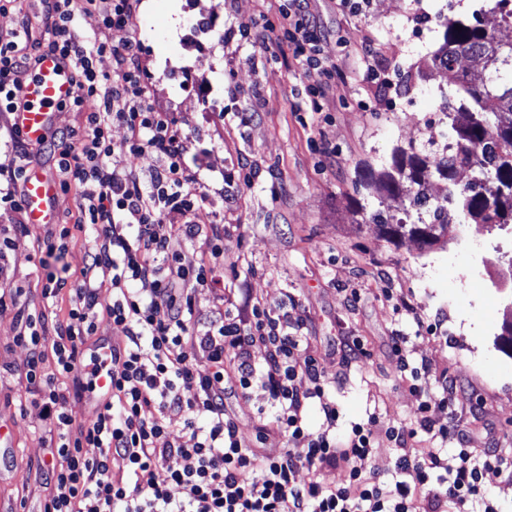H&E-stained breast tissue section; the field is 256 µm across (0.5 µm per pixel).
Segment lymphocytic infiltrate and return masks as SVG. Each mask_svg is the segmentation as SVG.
<instances>
[{
	"mask_svg": "<svg viewBox=\"0 0 512 512\" xmlns=\"http://www.w3.org/2000/svg\"><path fill=\"white\" fill-rule=\"evenodd\" d=\"M301 0H284L282 23L258 19L248 39L265 47H289L305 62L308 96L319 112L342 74L319 56L323 41L314 17ZM138 0H42L41 38L31 35L28 16L0 32V112L13 111L17 94L41 52L60 51L71 70L77 95L73 111L85 124L65 137L58 161L61 190L77 188L80 222L89 237L80 276L50 271L41 289L43 305L26 312L16 302L19 289L0 294V313L15 311L16 343L29 357L17 374L25 380L26 403L39 410L49 460L36 477L49 489L44 512H498L483 489L486 470L512 478V457L469 447L456 418L436 426L434 412L455 404L456 387L423 400L414 423L389 426L388 437L402 449L398 471H413L414 483L387 482L362 469L376 449V418L336 432L339 411L326 392L316 358H299L301 336L291 332L287 310L253 307L242 315L219 310L201 319L195 308L200 288H220L213 275L224 264L221 224L195 223L207 194L186 161L189 133L172 113L154 107L148 96L142 48L128 32ZM97 13V32L83 33L82 13ZM113 31L124 40H110ZM112 58L111 73L97 67ZM125 126L123 142L113 125ZM120 164H111L114 156ZM155 160L149 172L137 161ZM24 166L9 168V191L0 202L18 216L11 236L0 237V279H6L12 235L29 231L22 218ZM112 285V301L102 304L100 286ZM68 291L66 318L54 317L55 301ZM122 327L124 337L109 349L112 391L92 419L80 417L76 401L91 394L88 368L97 356L83 350L99 315ZM263 359H255L256 347ZM55 372H45L46 353ZM237 362L241 390L261 385L266 414L285 439L281 448H262L246 439L224 405V358ZM318 399L320 432H309L303 417L308 400ZM182 418L172 435V415ZM452 440L454 454L413 448L418 431ZM339 480L325 479L328 471ZM446 478L435 481L436 472ZM307 480H299V473Z\"/></svg>",
	"mask_w": 512,
	"mask_h": 512,
	"instance_id": "lymphocytic-infiltrate-1",
	"label": "lymphocytic infiltrate"
}]
</instances>
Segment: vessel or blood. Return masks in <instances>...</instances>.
I'll return each instance as SVG.
<instances>
[{
    "label": "vessel or blood",
    "mask_w": 512,
    "mask_h": 512,
    "mask_svg": "<svg viewBox=\"0 0 512 512\" xmlns=\"http://www.w3.org/2000/svg\"><path fill=\"white\" fill-rule=\"evenodd\" d=\"M75 96L71 71L61 54L42 52L34 74L23 83L17 98L14 123L22 137L32 144L41 143L55 112L69 106ZM59 191L57 180L44 168L34 167L26 172L22 200L28 223H57Z\"/></svg>",
    "instance_id": "1"
}]
</instances>
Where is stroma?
Segmentation results:
<instances>
[{
	"label": "stroma",
	"instance_id": "35a3bbf8",
	"mask_svg": "<svg viewBox=\"0 0 512 512\" xmlns=\"http://www.w3.org/2000/svg\"><path fill=\"white\" fill-rule=\"evenodd\" d=\"M484 0H369L352 16L336 0H311L329 36L321 57L344 72L328 103L326 120L308 112L305 66L291 53L274 52L242 39L258 18L281 23V0H153L138 11L134 34L142 47L151 100L175 113L192 136L189 153L201 156L200 178L208 201L196 216L200 224H223L224 286L246 289L254 303L278 308L298 301L304 313L300 357H315L340 412L337 433L377 417L382 430L376 449L363 463L382 479L413 482L398 474V450L384 428L413 422L421 393L437 395L443 379L457 385L456 408L471 431L470 445L484 447L494 437L501 454L512 456V356L497 344L512 320V272L500 251L512 249L504 232L470 224L465 236L444 238L430 247L405 238L388 241L354 210L389 209L403 217L406 199L392 200L364 186L367 170L390 163L394 147H428L448 132L442 111L449 90L446 73L431 68L439 46V23L468 16ZM217 16L223 38L201 50L194 78L223 77L220 112L205 111L195 95L180 90L179 40L183 24ZM374 39L378 65L390 86L378 97L364 79L357 50L363 37ZM234 76H227V69ZM251 109L256 121L240 125L236 114ZM321 122L336 158L322 163L311 144L313 122ZM256 167L252 185L238 176L243 164ZM14 215L0 203V234H11ZM46 227L34 224L26 236H12L8 276L24 287L19 307H41L39 241ZM497 287H488L489 279ZM432 332L418 331L417 321ZM354 336L364 356L341 368L336 339ZM403 337L395 355L393 337ZM419 367L412 379L401 359ZM229 412L247 439L263 436L267 448L284 439L261 426L267 404L261 386L240 392L235 368L224 366ZM18 377L0 381V512H42L48 491L35 478V466L48 456L37 408L20 407Z\"/></svg>",
	"mask_w": 512,
	"mask_h": 512
}]
</instances>
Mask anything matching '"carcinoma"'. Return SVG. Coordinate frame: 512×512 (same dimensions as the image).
<instances>
[{
    "label": "carcinoma",
    "instance_id": "1",
    "mask_svg": "<svg viewBox=\"0 0 512 512\" xmlns=\"http://www.w3.org/2000/svg\"><path fill=\"white\" fill-rule=\"evenodd\" d=\"M462 30H456V27ZM441 44L431 64L448 73L451 86L444 99L450 121L446 142L427 152L398 148L391 164L379 173L369 170L365 184L376 183L393 198L403 194L415 218L396 219L385 210L369 212L359 203L355 213L374 224L391 241L418 236L431 246L465 224H487L500 230L512 224V203L484 194L482 180L492 178L512 198V41L503 42L482 26L479 14L448 17L441 24ZM486 58L480 71L460 68L464 58ZM469 169L475 180L457 181ZM436 178L446 184L440 198L428 192Z\"/></svg>",
    "mask_w": 512,
    "mask_h": 512
}]
</instances>
